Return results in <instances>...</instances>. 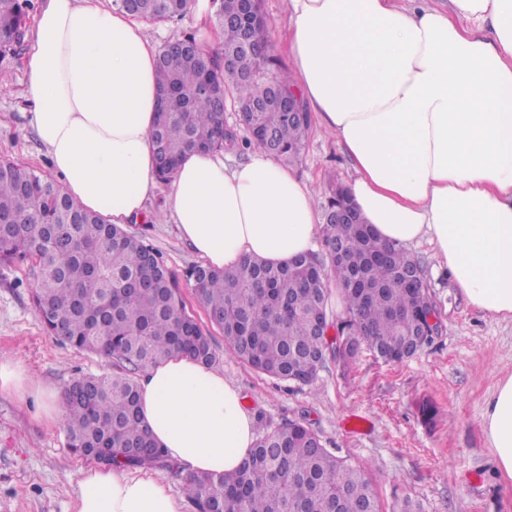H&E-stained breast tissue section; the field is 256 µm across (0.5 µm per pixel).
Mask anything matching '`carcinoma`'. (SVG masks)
I'll return each instance as SVG.
<instances>
[{
    "label": "carcinoma",
    "instance_id": "carcinoma-1",
    "mask_svg": "<svg viewBox=\"0 0 512 512\" xmlns=\"http://www.w3.org/2000/svg\"><path fill=\"white\" fill-rule=\"evenodd\" d=\"M112 6L154 23L187 12V0ZM34 9V0H0V55L23 43ZM211 9L221 46L210 49L188 36L157 52V83L169 109L150 138L164 182L190 149H258L290 165L310 128L307 114L261 107L270 88L290 90V76L272 52L260 5L211 0ZM220 100L238 107L248 136L224 128ZM323 245L324 252L283 265L246 258L224 270H185L227 350L256 372L311 385L330 358L345 362L363 344L379 354L413 341L412 327L436 305L430 292L400 279L420 261L378 239L361 216L324 224ZM0 263L31 265L32 300L47 334L114 363L110 374L77 376L65 387L67 447L97 465L180 473L141 417L137 373L178 355L210 367L216 355L162 253L144 234L77 208L47 176L0 161ZM333 284L346 307L337 330L351 338L340 349L316 326L327 323ZM181 489L194 512H382L375 477L329 451L299 420L260 428L240 467L189 473Z\"/></svg>",
    "mask_w": 512,
    "mask_h": 512
}]
</instances>
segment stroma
<instances>
[{
  "instance_id": "35a3bbf8",
  "label": "stroma",
  "mask_w": 512,
  "mask_h": 512,
  "mask_svg": "<svg viewBox=\"0 0 512 512\" xmlns=\"http://www.w3.org/2000/svg\"><path fill=\"white\" fill-rule=\"evenodd\" d=\"M30 43L0 59V160L50 174L31 125L25 82ZM293 169L309 179L316 201L344 182L350 165L333 136L309 130ZM169 184L150 203L157 213L148 238L168 266L183 272L200 257L166 223ZM437 304L439 329L429 346L389 363L360 347L348 364L327 363L314 384L297 386L259 374L226 351L212 330L215 367L264 424L297 419L337 456L377 479L385 512L411 500L420 512H512V481L495 469L480 422L498 380L512 374V319L470 305L428 243L410 245ZM29 265L0 266V359L17 362L34 384L64 391L76 374L111 371L110 359L62 345L48 335L31 302ZM41 400L0 392V512H75L87 460L66 446L60 424L39 418Z\"/></svg>"
}]
</instances>
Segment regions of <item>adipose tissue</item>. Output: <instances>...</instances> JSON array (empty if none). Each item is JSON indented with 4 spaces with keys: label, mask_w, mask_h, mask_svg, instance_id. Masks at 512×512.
Instances as JSON below:
<instances>
[{
    "label": "adipose tissue",
    "mask_w": 512,
    "mask_h": 512,
    "mask_svg": "<svg viewBox=\"0 0 512 512\" xmlns=\"http://www.w3.org/2000/svg\"><path fill=\"white\" fill-rule=\"evenodd\" d=\"M292 83L350 162L345 189L383 241L432 246L475 308L512 318V0H290ZM31 123L80 208L111 224L147 215L158 188L149 137L157 49L101 0H48L33 23ZM168 216L215 268L285 264L321 233L309 181L262 151L234 166L185 153ZM152 438L191 472L237 469L256 440L237 388L193 358L140 378ZM481 427L512 480V374ZM157 471L91 467L76 512H184Z\"/></svg>",
    "instance_id": "1"
}]
</instances>
